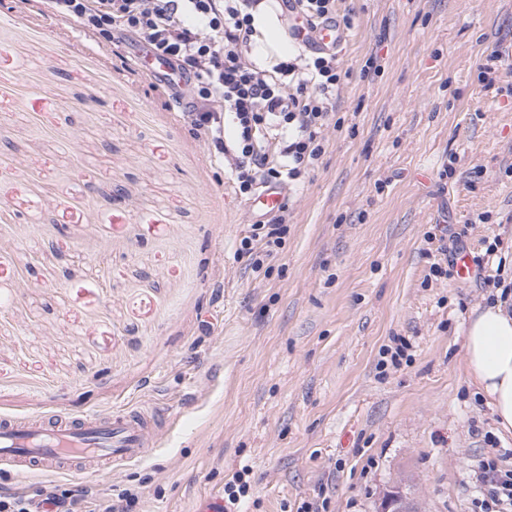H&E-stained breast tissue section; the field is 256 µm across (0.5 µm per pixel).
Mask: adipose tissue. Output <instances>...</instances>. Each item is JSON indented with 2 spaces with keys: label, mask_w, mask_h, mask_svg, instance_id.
Returning <instances> with one entry per match:
<instances>
[{
  "label": "adipose tissue",
  "mask_w": 512,
  "mask_h": 512,
  "mask_svg": "<svg viewBox=\"0 0 512 512\" xmlns=\"http://www.w3.org/2000/svg\"><path fill=\"white\" fill-rule=\"evenodd\" d=\"M467 368L488 396L502 428L512 429V306L474 311L463 328Z\"/></svg>",
  "instance_id": "adipose-tissue-1"
}]
</instances>
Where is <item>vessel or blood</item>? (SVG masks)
<instances>
[{"instance_id":"vessel-or-blood-1","label":"vessel or blood","mask_w":512,"mask_h":512,"mask_svg":"<svg viewBox=\"0 0 512 512\" xmlns=\"http://www.w3.org/2000/svg\"><path fill=\"white\" fill-rule=\"evenodd\" d=\"M344 38L340 24L327 22L318 27L308 45L327 51ZM136 58L145 65L146 77L162 90L187 91L182 75L168 60L143 48ZM287 196L286 185L269 184L250 207L259 215L274 214L285 205ZM166 426L164 413L153 406L127 408L109 416L90 413L74 417L54 411L0 416V464L19 477L34 471L65 470L77 477L103 472L144 460L155 446V435Z\"/></svg>"}]
</instances>
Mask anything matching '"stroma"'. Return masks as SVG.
Listing matches in <instances>:
<instances>
[{
  "label": "stroma",
  "mask_w": 512,
  "mask_h": 512,
  "mask_svg": "<svg viewBox=\"0 0 512 512\" xmlns=\"http://www.w3.org/2000/svg\"><path fill=\"white\" fill-rule=\"evenodd\" d=\"M39 9L0 14V414L150 403L171 425L144 462L0 470V495L202 512L246 465L241 512H376L404 484L420 512H471L470 465L512 449L463 350L488 279L512 277V0H340L341 127L266 276L236 253L251 211L213 146ZM435 226L480 280L428 282ZM397 337L408 358L379 367Z\"/></svg>",
  "instance_id": "obj_1"
}]
</instances>
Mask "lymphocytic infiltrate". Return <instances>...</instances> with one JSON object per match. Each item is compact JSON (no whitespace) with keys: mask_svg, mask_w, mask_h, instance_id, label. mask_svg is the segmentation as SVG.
Instances as JSON below:
<instances>
[{"mask_svg":"<svg viewBox=\"0 0 512 512\" xmlns=\"http://www.w3.org/2000/svg\"><path fill=\"white\" fill-rule=\"evenodd\" d=\"M259 0H41L83 36L144 47L170 60L189 82L187 117L198 139L213 143L249 198L273 182L301 184L325 152L343 70L336 53L297 46L271 68L257 67L253 9ZM337 0H282L301 28L337 19ZM280 210L250 226L239 255L261 271L288 231ZM481 488L475 512H512V451L472 465Z\"/></svg>","mask_w":512,"mask_h":512,"instance_id":"obj_1","label":"lymphocytic infiltrate"}]
</instances>
